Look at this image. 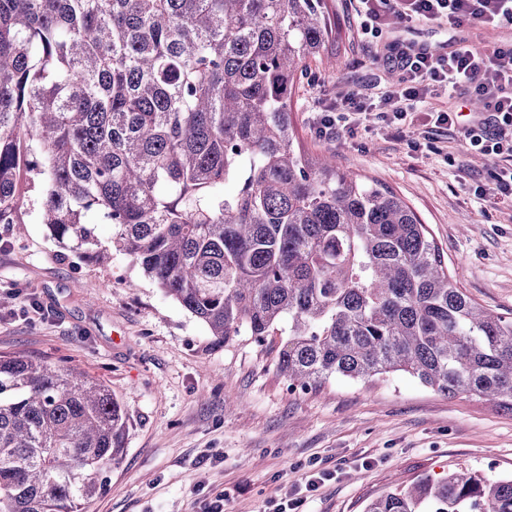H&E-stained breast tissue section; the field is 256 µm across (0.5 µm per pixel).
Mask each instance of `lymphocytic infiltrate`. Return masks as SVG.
Instances as JSON below:
<instances>
[{"mask_svg":"<svg viewBox=\"0 0 512 512\" xmlns=\"http://www.w3.org/2000/svg\"><path fill=\"white\" fill-rule=\"evenodd\" d=\"M361 35L378 37L388 16L400 21L447 22L449 28L512 27V0H357ZM385 65L402 75L401 95L387 94L398 118H406L402 100L427 98L445 88L467 89L482 103L488 121L464 126L466 143L499 160L491 199H512V44L478 46L466 39L453 41L447 52L428 47L394 44Z\"/></svg>","mask_w":512,"mask_h":512,"instance_id":"1","label":"lymphocytic infiltrate"}]
</instances>
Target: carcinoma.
<instances>
[{
    "label": "carcinoma",
    "instance_id": "carcinoma-1",
    "mask_svg": "<svg viewBox=\"0 0 512 512\" xmlns=\"http://www.w3.org/2000/svg\"><path fill=\"white\" fill-rule=\"evenodd\" d=\"M335 17L331 0H0V222L35 192L59 247L129 255L216 343L288 323L292 390L404 372L512 411V320L458 286L399 196L296 136ZM128 429L102 381L0 355V512H81ZM365 512H512V478L424 475Z\"/></svg>",
    "mask_w": 512,
    "mask_h": 512
}]
</instances>
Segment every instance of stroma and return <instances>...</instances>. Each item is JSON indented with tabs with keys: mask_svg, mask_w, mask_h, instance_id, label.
<instances>
[{
	"mask_svg": "<svg viewBox=\"0 0 512 512\" xmlns=\"http://www.w3.org/2000/svg\"><path fill=\"white\" fill-rule=\"evenodd\" d=\"M335 4L341 63L314 66L302 79L292 106L301 142L394 191L427 225L459 286L512 317V204L483 197L496 163L471 150L459 127L432 117L469 115V92L436 91L403 124L383 103L400 86L399 72L383 63L391 44L444 51L461 35L512 44V29L398 22L369 40L358 33L354 0ZM349 91L371 112L347 114L336 138H319L318 112H344ZM5 294L13 301L0 307V354L77 368L109 385L127 410L126 448L85 512H202L220 494L226 512H273L293 498L304 512H365L422 475L512 477V411L444 396L404 373L289 391L276 365L285 336L215 345L128 255L99 262L63 254L37 215L0 223ZM228 398L237 402L230 413Z\"/></svg>",
	"mask_w": 512,
	"mask_h": 512,
	"instance_id": "35a3bbf8",
	"label": "stroma"
}]
</instances>
